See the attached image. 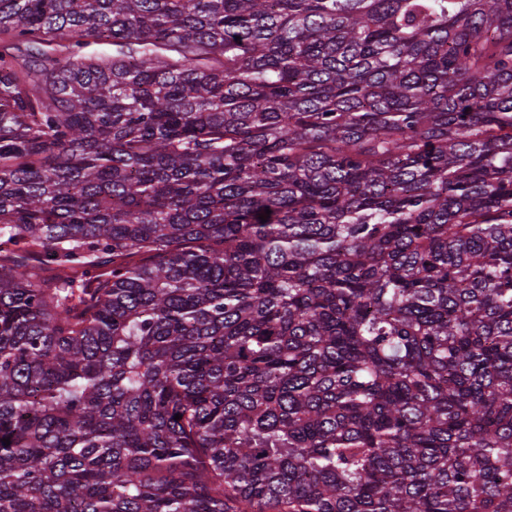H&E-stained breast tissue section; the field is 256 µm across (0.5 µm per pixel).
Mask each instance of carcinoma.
<instances>
[{"label":"carcinoma","mask_w":512,"mask_h":512,"mask_svg":"<svg viewBox=\"0 0 512 512\" xmlns=\"http://www.w3.org/2000/svg\"><path fill=\"white\" fill-rule=\"evenodd\" d=\"M0 512H512V0H0Z\"/></svg>","instance_id":"carcinoma-1"}]
</instances>
